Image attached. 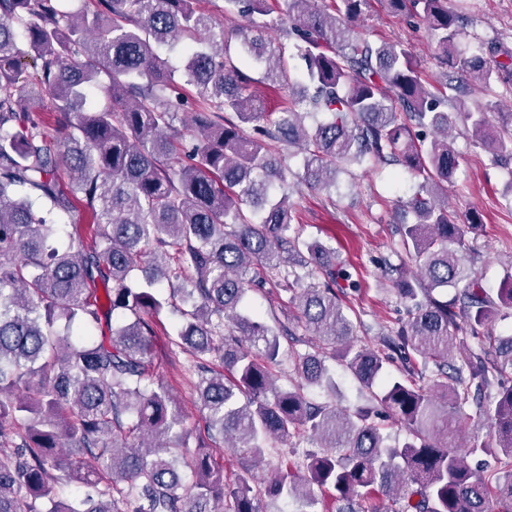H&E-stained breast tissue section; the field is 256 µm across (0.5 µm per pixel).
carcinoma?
<instances>
[{
  "mask_svg": "<svg viewBox=\"0 0 512 512\" xmlns=\"http://www.w3.org/2000/svg\"><path fill=\"white\" fill-rule=\"evenodd\" d=\"M58 2L0 0V512H264L266 497L318 512L317 489L336 512H512V336L487 331L512 315V267L492 298L466 259L480 218L462 224L443 202L459 167L444 107L471 82L511 83L512 51L492 39L458 48L467 31L448 0H386L425 25L448 67L433 92L404 44L358 35L369 0H336L333 15L318 0H284L270 20L268 0H226L251 20L227 30L196 0H91L76 17ZM284 24L305 64L299 79L264 39ZM173 43L194 88L184 133L173 126L176 70L158 53ZM27 64L52 129L25 110ZM254 67L288 85L278 111H266ZM102 83L107 101L87 106ZM456 117L512 174V108L486 99ZM284 146L303 154L302 171ZM390 164L416 181L401 205L413 221L400 225L415 270L385 265L405 317L375 349L359 343L336 294L346 280L336 250L291 234V198L296 184L329 196L348 167ZM62 171L93 220L88 245ZM295 259L324 282L288 283L299 316L274 330L248 294L278 285L281 263ZM165 288L181 298L174 344L193 358L207 437L250 461L231 487L207 452H179L192 430L149 371ZM115 318L111 336L89 341ZM301 327L319 350L293 353L296 384L278 389L280 338ZM328 350L368 394L352 410L308 397L332 385ZM215 357L224 372L211 369ZM394 360L401 379L386 376ZM467 405L485 410L487 438L460 441ZM388 417L404 442L388 443ZM296 437L319 451L257 482L267 443ZM478 454L495 466L473 469ZM184 467L195 475L187 485ZM62 478L84 496L62 500Z\"/></svg>",
  "mask_w": 512,
  "mask_h": 512,
  "instance_id": "carcinoma-1",
  "label": "carcinoma"
}]
</instances>
